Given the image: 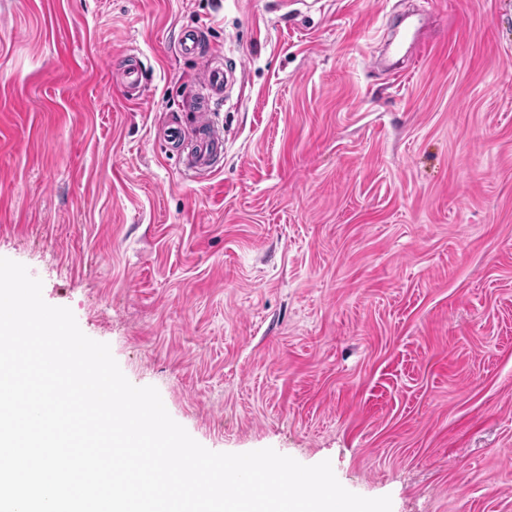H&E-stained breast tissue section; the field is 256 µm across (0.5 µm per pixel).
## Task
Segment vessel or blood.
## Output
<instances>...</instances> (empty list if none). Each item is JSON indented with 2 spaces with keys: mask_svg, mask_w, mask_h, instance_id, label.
Returning a JSON list of instances; mask_svg holds the SVG:
<instances>
[{
  "mask_svg": "<svg viewBox=\"0 0 512 512\" xmlns=\"http://www.w3.org/2000/svg\"><path fill=\"white\" fill-rule=\"evenodd\" d=\"M121 74L127 99L136 100L145 83V75L136 55H128ZM233 77V72L217 62L211 63L199 76V91L191 101L192 115L198 130L194 145L196 168H210L214 158L224 149V139L212 128L210 116L215 106L223 103L224 87Z\"/></svg>",
  "mask_w": 512,
  "mask_h": 512,
  "instance_id": "obj_1",
  "label": "vessel or blood"
}]
</instances>
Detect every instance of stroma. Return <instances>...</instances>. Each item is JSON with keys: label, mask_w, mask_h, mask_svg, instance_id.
Returning a JSON list of instances; mask_svg holds the SVG:
<instances>
[{"label": "stroma", "mask_w": 512, "mask_h": 512, "mask_svg": "<svg viewBox=\"0 0 512 512\" xmlns=\"http://www.w3.org/2000/svg\"><path fill=\"white\" fill-rule=\"evenodd\" d=\"M187 27L236 70L202 172ZM0 257L209 450L512 512V0H0ZM121 74L126 98L131 101L138 99V92L146 79L135 54L131 53L127 56L125 65L121 69Z\"/></svg>", "instance_id": "35a3bbf8"}]
</instances>
